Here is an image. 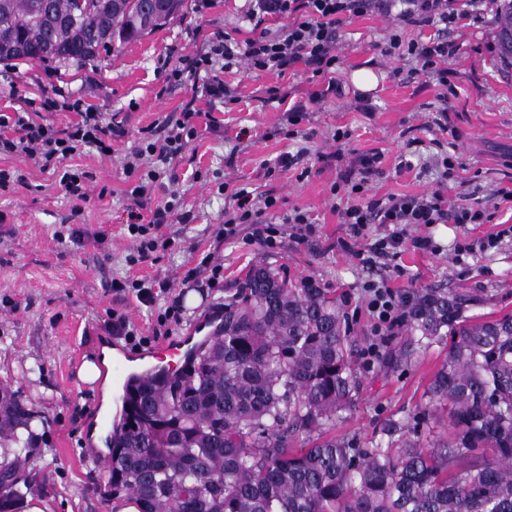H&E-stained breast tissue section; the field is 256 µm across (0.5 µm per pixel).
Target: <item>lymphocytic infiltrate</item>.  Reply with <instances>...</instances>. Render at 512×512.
<instances>
[{"label":"lymphocytic infiltrate","mask_w":512,"mask_h":512,"mask_svg":"<svg viewBox=\"0 0 512 512\" xmlns=\"http://www.w3.org/2000/svg\"><path fill=\"white\" fill-rule=\"evenodd\" d=\"M246 16L253 26V36L246 44L231 39L215 43L209 52L196 58L191 70L202 76L203 92L210 101L230 102L234 95L230 86L221 79V72L248 63L260 71H272L285 75L296 64H304L313 76L322 78V89L312 92L307 103L323 101L331 95H339L342 86L336 79L338 32L349 19L369 12L395 13L402 26H432L438 28L437 37L428 41H401L392 37L391 49H403L408 58L414 60L416 73L435 81L439 88L437 98L447 102L448 71L444 64L457 52L455 43L448 41L446 32L462 18L478 20L479 9L484 0H469L472 10L462 14L451 6V0H247ZM288 16L292 22L278 34H271L263 23L269 16ZM307 103L293 105L296 113L304 112ZM196 113L182 112L168 135L161 139H145L137 146L132 156L133 163L128 171H135L136 160L153 157L164 161L180 154L199 136L195 123ZM122 128L106 121L101 113L83 112L79 123L57 128L51 124L36 123L24 116L9 121L0 116V154L23 155L40 162L42 168H49L52 162H60L74 155L81 146H91L104 155L112 152V139L121 135ZM156 174H148L145 181L134 186L129 195L134 203L128 217V230L139 240L138 260H148L158 242L153 229L168 223L175 210L168 203L156 207L151 214H143V198L156 182ZM234 205L224 214L225 239L237 237L240 231H247L251 242L270 247L275 243L277 227L267 218L268 211L277 206L276 197L252 196L246 189L232 193ZM343 223L350 227L352 238L362 241L361 249L354 255L359 263L370 268L378 259L396 257L405 243L420 250L435 251L433 240L427 236L410 237L409 227L413 224H444L454 221L458 224H484L489 216L486 210L471 203H459L444 199L441 192L426 195L393 194L387 198H370L361 205H349L340 211ZM381 224L385 230L382 237L368 239L369 225ZM369 293L368 309L376 317V333L387 336L400 327L403 321L401 297L385 283L366 282Z\"/></svg>","instance_id":"obj_1"}]
</instances>
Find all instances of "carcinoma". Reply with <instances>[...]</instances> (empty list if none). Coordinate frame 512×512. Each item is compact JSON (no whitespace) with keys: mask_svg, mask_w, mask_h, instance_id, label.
Returning <instances> with one entry per match:
<instances>
[{"mask_svg":"<svg viewBox=\"0 0 512 512\" xmlns=\"http://www.w3.org/2000/svg\"><path fill=\"white\" fill-rule=\"evenodd\" d=\"M0 0V64L85 66L183 10L185 0ZM498 55L512 0L497 3ZM415 344L448 345L426 390L448 405V440L392 452L333 433L355 406L350 328L311 280L253 266L224 328L167 381L126 389L107 462L112 496L139 512H512V314L466 315L446 288L402 293ZM34 412L0 385V512L30 486ZM302 442L296 449L293 443Z\"/></svg>","mask_w":512,"mask_h":512,"instance_id":"cac0c4a2","label":"carcinoma"}]
</instances>
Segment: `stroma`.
Wrapping results in <instances>:
<instances>
[{
    "instance_id": "obj_1",
    "label": "stroma",
    "mask_w": 512,
    "mask_h": 512,
    "mask_svg": "<svg viewBox=\"0 0 512 512\" xmlns=\"http://www.w3.org/2000/svg\"><path fill=\"white\" fill-rule=\"evenodd\" d=\"M245 10V0H187L180 17L121 50L101 52L95 64H0V115L29 112L35 121L63 128L80 121L79 111L69 108L77 102L121 123L125 131L113 139L111 155L84 147L72 157V164L90 174L87 199L80 203L60 187L58 175L41 171L34 160L0 157V168L19 171L26 179L0 188V385L18 390L41 418L40 453L28 471L34 493L49 502L52 512H112L104 452L91 436L107 413L100 385H87L77 376L83 359L98 355L106 344L115 348L117 361L135 367L145 356L195 336L223 310L255 264L269 266L291 283L313 279L336 294L349 320L359 383L356 407L336 431L363 446H389L386 424L422 412L429 421L413 430V437L429 448L448 436L447 407L428 406L425 397L446 347L415 348L408 362L393 370L366 365L362 353L376 336L364 309L365 281L385 279L399 294L419 287L454 289L472 313H512V204L498 196L499 189H512V69L496 57L493 14L481 24L464 22L448 31L458 51L447 64L454 93L443 129L433 121L439 102L425 76L415 73L410 62L379 51L392 35L408 41L429 35V28L402 29L395 16L377 13L355 18L341 32L343 95L310 105L298 124L288 123L284 104L270 99L268 91L276 87L291 100L306 99L315 84L301 64L282 78L245 66L226 72L224 80L235 88L237 101L209 102L200 79L186 69L210 40L226 34L238 42L249 39ZM178 67L183 76L171 78ZM362 68L376 76L375 86L364 94L372 106L368 112L354 100L352 76ZM48 97L57 99V109L44 110ZM188 107L199 111L203 134L167 165L145 207L155 208L174 192L194 219L162 226L163 246L151 259L130 263L135 242L127 231L126 192L135 180L125 163L140 137L163 134L166 122ZM213 121L218 124L214 130L209 127ZM339 128L349 130V139L334 141ZM451 141L465 180L461 186L440 182L435 166L441 145ZM372 150L381 151L383 159L363 192H334L341 173ZM409 150L415 153V167L405 170L399 158ZM285 153L296 156V164L276 167ZM225 182L278 197L269 214L279 229L274 247L219 238L229 200L218 187ZM434 190L451 198L470 192L472 201L491 209L490 221L410 226L411 236L431 237L437 250L405 245L398 274L381 264L362 270L341 248L349 227L341 223L338 207ZM77 206L83 209L79 218L73 215ZM296 209L314 223L307 237L285 222ZM491 235L497 238L495 247L479 250L480 241ZM468 244L475 245L474 254L457 259V246ZM205 260L222 266L219 283L183 284L185 273ZM133 279L164 281L168 287L155 290L150 304L141 302L134 289L112 288L113 282ZM176 303L178 319L166 317ZM116 314L126 317L136 336L112 335L108 326Z\"/></svg>"
}]
</instances>
